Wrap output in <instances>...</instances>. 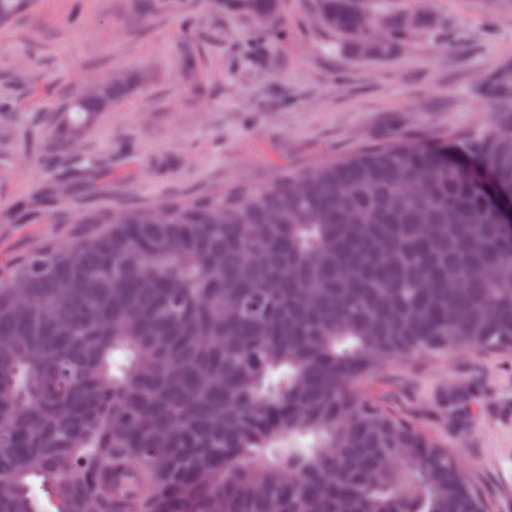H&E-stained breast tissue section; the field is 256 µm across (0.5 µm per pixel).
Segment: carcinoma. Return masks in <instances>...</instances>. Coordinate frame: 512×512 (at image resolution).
Listing matches in <instances>:
<instances>
[{
    "label": "carcinoma",
    "mask_w": 512,
    "mask_h": 512,
    "mask_svg": "<svg viewBox=\"0 0 512 512\" xmlns=\"http://www.w3.org/2000/svg\"><path fill=\"white\" fill-rule=\"evenodd\" d=\"M38 0H0V27ZM276 24L280 0H233ZM358 55L392 54L408 12L316 0ZM70 102L46 142L58 179L130 88ZM495 119L452 144L396 141L270 185L84 213L69 243L0 266V512H491L461 461L366 387L415 354L512 353V61ZM284 371L277 381L271 374ZM311 433L312 448L276 442Z\"/></svg>",
    "instance_id": "obj_1"
}]
</instances>
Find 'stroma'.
<instances>
[{"instance_id": "35a3bbf8", "label": "stroma", "mask_w": 512, "mask_h": 512, "mask_svg": "<svg viewBox=\"0 0 512 512\" xmlns=\"http://www.w3.org/2000/svg\"><path fill=\"white\" fill-rule=\"evenodd\" d=\"M448 31L393 56L338 49L313 0H280L268 27L219 0H40L0 28V260L64 240L81 212L265 185L399 138L439 141L491 119L478 93L512 60V7L501 0H399ZM132 78L79 151L112 162V183L82 195L58 185L38 146L67 104L106 76ZM374 392L461 459L492 503L512 512V356L414 355L385 366ZM466 397L457 410L454 395Z\"/></svg>"}]
</instances>
